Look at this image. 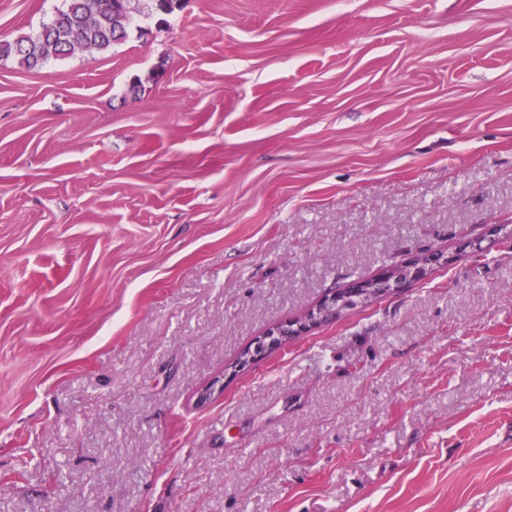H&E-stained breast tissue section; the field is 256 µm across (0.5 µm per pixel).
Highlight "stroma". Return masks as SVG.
I'll return each instance as SVG.
<instances>
[{
  "instance_id": "obj_1",
  "label": "stroma",
  "mask_w": 512,
  "mask_h": 512,
  "mask_svg": "<svg viewBox=\"0 0 512 512\" xmlns=\"http://www.w3.org/2000/svg\"><path fill=\"white\" fill-rule=\"evenodd\" d=\"M63 4L0 0V39ZM488 224L512 0H182L104 51L0 59V512H512ZM423 251L456 259L233 372ZM335 297L336 292L323 299L319 304L323 302L331 304ZM319 304L313 310L310 309L301 319L290 320L287 323L271 327L265 334V340L268 339V342L266 346L263 343L261 347H266L268 350H276L293 341L291 336H301L308 328L318 323L324 317V312L319 309ZM261 347L259 346L257 350Z\"/></svg>"
}]
</instances>
